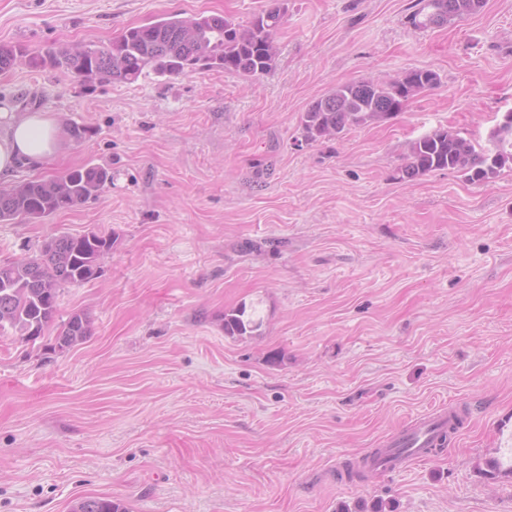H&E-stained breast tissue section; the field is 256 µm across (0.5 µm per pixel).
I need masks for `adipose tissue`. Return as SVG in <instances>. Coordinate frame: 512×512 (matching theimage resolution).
<instances>
[{"label":"adipose tissue","mask_w":512,"mask_h":512,"mask_svg":"<svg viewBox=\"0 0 512 512\" xmlns=\"http://www.w3.org/2000/svg\"><path fill=\"white\" fill-rule=\"evenodd\" d=\"M56 116L50 112H17L0 106V178L19 166L40 168L63 149Z\"/></svg>","instance_id":"ef3b65f1"}]
</instances>
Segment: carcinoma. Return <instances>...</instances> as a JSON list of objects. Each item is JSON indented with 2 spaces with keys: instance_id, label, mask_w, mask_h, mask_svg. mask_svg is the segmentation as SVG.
Masks as SVG:
<instances>
[{
  "instance_id": "cac0c4a2",
  "label": "carcinoma",
  "mask_w": 512,
  "mask_h": 512,
  "mask_svg": "<svg viewBox=\"0 0 512 512\" xmlns=\"http://www.w3.org/2000/svg\"><path fill=\"white\" fill-rule=\"evenodd\" d=\"M485 0H419L409 22L417 29L443 26L479 12ZM278 0L255 15L247 26L223 16L176 13L141 26L127 28L106 46L81 43L49 47L31 54L19 45L0 46V71L19 64L72 74L85 83L96 80L134 82L145 71L158 75L188 74L197 69H224L247 76L268 72L276 54L275 36L282 24ZM439 84L430 69L412 70L380 82L358 80L336 86L315 101L301 116L304 139L316 142L351 126H364L393 118L419 93ZM495 152L485 154L459 133L439 129L409 144L403 174L414 178L435 170L462 171L481 182L512 165V121L492 133ZM112 174L98 166H82L63 176L20 182L0 191V223L18 218L40 219L76 207L97 196ZM111 236L64 234L45 242L39 255L0 263V333L11 328L23 340L36 342L53 324L60 291L83 284L101 274L100 259L112 249ZM262 326L256 309L246 304L224 313V334L252 335ZM89 317L73 312L61 324L50 350L71 348L91 335ZM72 512H126L120 502L86 498Z\"/></svg>"
}]
</instances>
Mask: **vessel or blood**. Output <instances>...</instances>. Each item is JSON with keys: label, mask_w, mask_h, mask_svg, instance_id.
Here are the masks:
<instances>
[{"label": "vessel or blood", "mask_w": 512, "mask_h": 512, "mask_svg": "<svg viewBox=\"0 0 512 512\" xmlns=\"http://www.w3.org/2000/svg\"><path fill=\"white\" fill-rule=\"evenodd\" d=\"M449 417L444 407L424 416L411 429L393 440L391 449L385 450L373 461V469L393 472L407 460L424 457L437 432L447 425Z\"/></svg>", "instance_id": "vessel-or-blood-1"}]
</instances>
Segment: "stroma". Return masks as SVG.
I'll return each mask as SVG.
<instances>
[{"instance_id": "obj_1", "label": "stroma", "mask_w": 512, "mask_h": 512, "mask_svg": "<svg viewBox=\"0 0 512 512\" xmlns=\"http://www.w3.org/2000/svg\"><path fill=\"white\" fill-rule=\"evenodd\" d=\"M269 0H0V45L106 43L178 12L248 25ZM263 75L147 73L81 85L24 65L0 98L55 113L65 155L12 182L102 166L87 202L0 223V260L64 233L115 243L100 278L63 288L56 322L92 334L50 352L0 334V512H512L490 473L512 429V166L402 173L448 127L488 150L512 112V0L425 30L416 0H280ZM430 69L396 117L305 142L336 85ZM255 305L253 335L224 313ZM282 352L273 365L268 357ZM468 417L444 451L349 482L354 461L440 406ZM262 326V319L256 308L248 311L245 303L224 313V333L226 336L252 335ZM92 326L89 317L82 311L73 312L61 324L60 330L54 336V342L46 345L48 349L64 350L82 343L91 335ZM120 502L107 498H86L73 506L72 512H126Z\"/></svg>"}]
</instances>
